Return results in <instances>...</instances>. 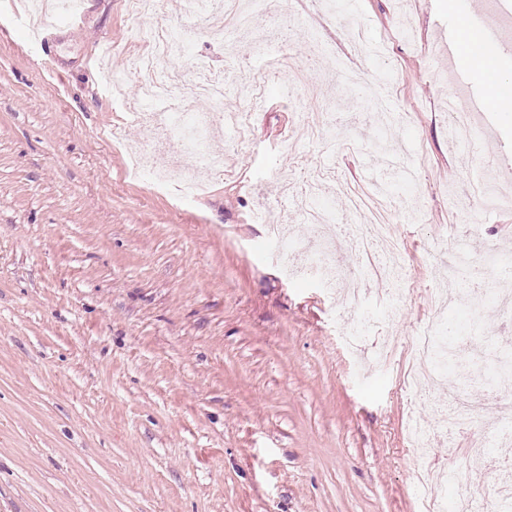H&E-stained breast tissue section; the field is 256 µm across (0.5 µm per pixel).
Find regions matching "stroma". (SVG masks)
I'll return each mask as SVG.
<instances>
[{"instance_id":"1","label":"stroma","mask_w":512,"mask_h":512,"mask_svg":"<svg viewBox=\"0 0 512 512\" xmlns=\"http://www.w3.org/2000/svg\"><path fill=\"white\" fill-rule=\"evenodd\" d=\"M467 2L361 0L355 44L339 13L295 0L292 49L309 62L298 89L256 59L252 37L229 50L198 34L186 55L223 77L225 102L254 78L264 91L247 143L201 132L226 172L185 202L130 175V150L155 132L128 106L141 94L132 31L180 24L186 0L139 17L127 0H88L47 29L43 51L0 15V512H420L418 472L453 473L470 435L435 437L427 457L408 448L404 345L453 262L443 239L512 252V211L463 229L483 171L512 183V111L478 113L489 136L476 145L448 140V97L486 90L448 56ZM313 41L325 49L314 59ZM105 67L127 75L121 95ZM350 73L366 88L339 96ZM385 84L391 133L365 96ZM331 111L335 140L312 141L302 114ZM399 138L425 160L389 202L411 286L367 282L354 350L332 275L288 273L267 224L281 186L301 193L319 169L331 177L321 207L361 224L336 185L373 190L379 145ZM501 287L446 308V322L481 325L453 352L512 349ZM391 336L392 359L376 361Z\"/></svg>"}]
</instances>
